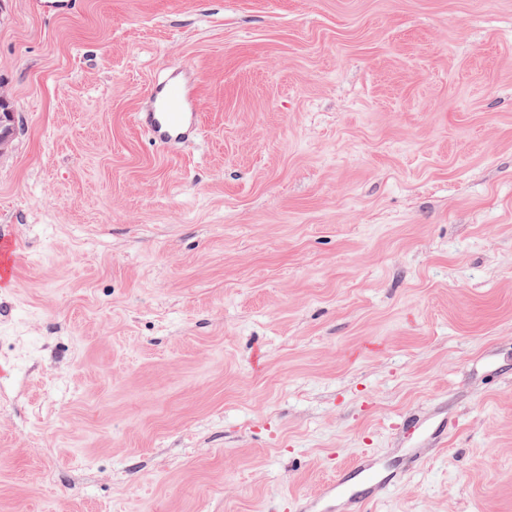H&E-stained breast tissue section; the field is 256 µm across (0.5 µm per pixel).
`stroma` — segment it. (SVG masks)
Wrapping results in <instances>:
<instances>
[{"mask_svg": "<svg viewBox=\"0 0 512 512\" xmlns=\"http://www.w3.org/2000/svg\"><path fill=\"white\" fill-rule=\"evenodd\" d=\"M0 92V512H512V0H0ZM31 4L43 16L59 17L72 14L80 2L77 0H32ZM149 98V108L136 113V121L151 134L154 143L172 147L197 132L195 99L187 81L171 76L158 80ZM0 110V155H2L10 149L15 133L14 113L2 93L0 95ZM396 486V472L366 451L314 494L295 496V512H363Z\"/></svg>", "mask_w": 512, "mask_h": 512, "instance_id": "stroma-1", "label": "stroma"}]
</instances>
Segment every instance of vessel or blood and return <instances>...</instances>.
I'll list each match as a JSON object with an SVG mask.
<instances>
[{
	"label": "vessel or blood",
	"instance_id": "b4317fda",
	"mask_svg": "<svg viewBox=\"0 0 512 512\" xmlns=\"http://www.w3.org/2000/svg\"><path fill=\"white\" fill-rule=\"evenodd\" d=\"M39 14L59 17L73 13L78 0H32ZM151 104L137 113L138 125L155 143L172 147L197 131L198 115L188 82L167 77L155 83L149 93ZM396 485V473L377 454L364 452L353 464L338 470L335 477L313 494L296 497L295 512H364Z\"/></svg>",
	"mask_w": 512,
	"mask_h": 512
}]
</instances>
